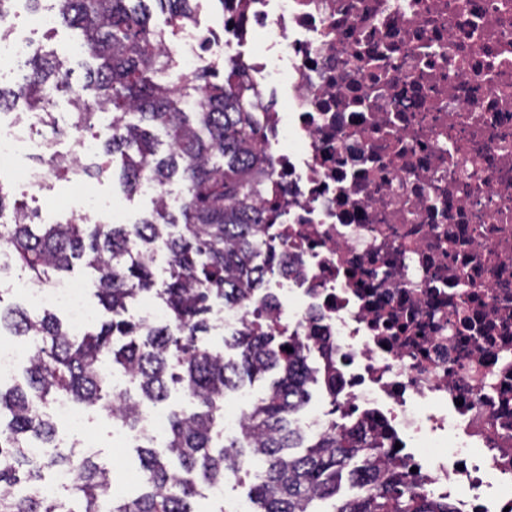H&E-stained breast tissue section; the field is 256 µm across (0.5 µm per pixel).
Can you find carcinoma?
I'll list each match as a JSON object with an SVG mask.
<instances>
[{
  "label": "carcinoma",
  "mask_w": 512,
  "mask_h": 512,
  "mask_svg": "<svg viewBox=\"0 0 512 512\" xmlns=\"http://www.w3.org/2000/svg\"><path fill=\"white\" fill-rule=\"evenodd\" d=\"M58 15L80 33L83 53L98 61L87 67L84 83L71 87L69 71L52 52L36 51L32 75L18 90L0 89V111L19 99L32 112H45L48 84L72 93L83 128L99 111L111 116L104 154L121 159L126 192L143 181L163 186L174 180L185 187L173 211L156 203V214L134 224H35L34 215L18 212L0 193V213L12 208L15 223L0 228L11 264L42 284L83 260L96 273V296L109 317L80 335L63 327L53 313L0 308V330L25 336L33 345L26 386L0 390V512H197L192 506L201 483L222 485L245 472L253 475L252 512H440L437 506L403 487L394 474L369 464L363 496L336 502L343 468L379 449L330 435L308 439L292 426V416L308 403V377L301 347L258 324L224 341L237 357L203 349L198 336L207 331L216 301L240 305L270 274L273 264L254 261L258 228L256 176L269 170L268 157L253 143L246 86L234 67L219 83L214 72H185L166 48L190 18L192 0H55ZM167 12V28L150 24L147 3ZM94 91L93 101L84 91ZM168 138L159 153L158 131ZM164 249L170 274L156 287L153 256ZM156 292L170 323L150 326L126 315L128 303ZM110 357L122 366L139 391L118 407L119 422L138 426L137 407L168 398L169 384L183 385L196 401L191 410L168 415V436L159 448L148 436L139 439L142 490L134 497L113 490L109 468L87 453L54 450L41 464L31 448L53 447L56 422L52 404L66 398L87 410L112 405L115 394L102 371ZM278 371L265 394L244 412V425L228 444L218 438L224 397L246 380ZM177 459L180 469L169 467ZM73 474L69 486L75 505L46 496L42 469Z\"/></svg>",
  "instance_id": "1"
}]
</instances>
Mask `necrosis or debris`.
I'll list each match as a JSON object with an SVG mask.
<instances>
[{
    "instance_id": "4bbe7bcc",
    "label": "necrosis or debris",
    "mask_w": 512,
    "mask_h": 512,
    "mask_svg": "<svg viewBox=\"0 0 512 512\" xmlns=\"http://www.w3.org/2000/svg\"><path fill=\"white\" fill-rule=\"evenodd\" d=\"M171 47L183 69L240 65L258 147L247 307L301 338L327 399L301 433L375 439L386 468L448 512L512 507V0H213ZM53 7L0 18V58L37 49ZM75 106L0 119V165L94 144ZM31 309L96 314L83 286L21 280Z\"/></svg>"
}]
</instances>
